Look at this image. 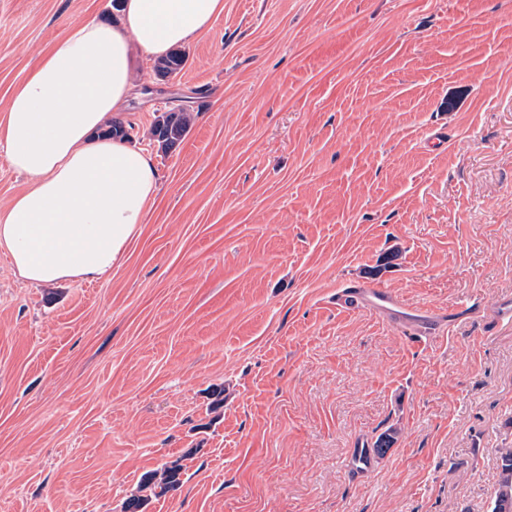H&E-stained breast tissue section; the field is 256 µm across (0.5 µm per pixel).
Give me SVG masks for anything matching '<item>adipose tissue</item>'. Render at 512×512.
Here are the masks:
<instances>
[{"label": "adipose tissue", "mask_w": 512, "mask_h": 512, "mask_svg": "<svg viewBox=\"0 0 512 512\" xmlns=\"http://www.w3.org/2000/svg\"><path fill=\"white\" fill-rule=\"evenodd\" d=\"M119 19L72 24L39 54L0 117V148L31 180L0 209V249L38 285L95 282L123 264L156 200L152 156L105 136L134 88L138 55L162 58L224 12V0H120Z\"/></svg>", "instance_id": "1"}]
</instances>
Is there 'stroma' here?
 Instances as JSON below:
<instances>
[{"instance_id":"35a3bbf8","label":"stroma","mask_w":512,"mask_h":512,"mask_svg":"<svg viewBox=\"0 0 512 512\" xmlns=\"http://www.w3.org/2000/svg\"><path fill=\"white\" fill-rule=\"evenodd\" d=\"M112 0H0V109ZM117 119L161 176L108 279L0 250V512H489L512 447V0H224ZM194 117L161 151L171 98ZM367 282L416 311H341ZM438 320L421 330L419 316ZM395 430L362 472L348 462ZM183 471V466L179 461H172L164 464L160 470H156L153 473L145 476L140 492L146 494L135 495L128 498L123 505V512H143V507L148 497L151 494H156V490L159 492H167L174 490L181 483L180 475Z\"/></svg>"}]
</instances>
